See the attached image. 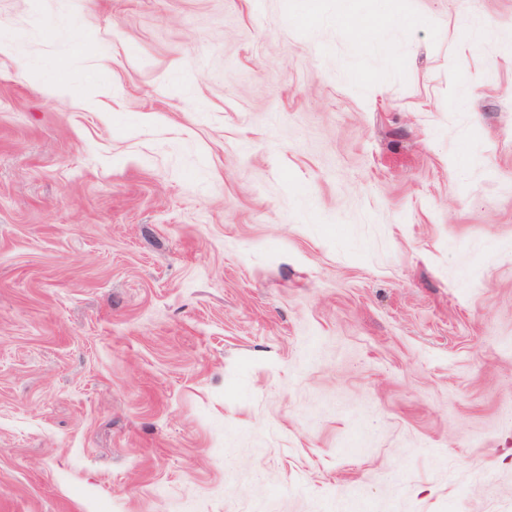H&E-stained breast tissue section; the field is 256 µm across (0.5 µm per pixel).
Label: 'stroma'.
Segmentation results:
<instances>
[{
	"label": "stroma",
	"mask_w": 512,
	"mask_h": 512,
	"mask_svg": "<svg viewBox=\"0 0 512 512\" xmlns=\"http://www.w3.org/2000/svg\"><path fill=\"white\" fill-rule=\"evenodd\" d=\"M0 512H512V0H0Z\"/></svg>",
	"instance_id": "35a3bbf8"
}]
</instances>
